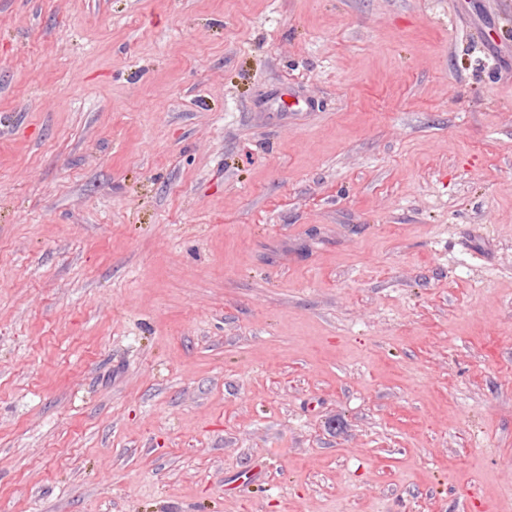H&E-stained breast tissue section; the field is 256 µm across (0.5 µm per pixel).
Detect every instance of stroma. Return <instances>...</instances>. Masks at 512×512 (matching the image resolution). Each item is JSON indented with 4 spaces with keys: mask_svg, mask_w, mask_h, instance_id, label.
Wrapping results in <instances>:
<instances>
[{
    "mask_svg": "<svg viewBox=\"0 0 512 512\" xmlns=\"http://www.w3.org/2000/svg\"><path fill=\"white\" fill-rule=\"evenodd\" d=\"M0 512H512V0H0Z\"/></svg>",
    "mask_w": 512,
    "mask_h": 512,
    "instance_id": "1",
    "label": "stroma"
}]
</instances>
